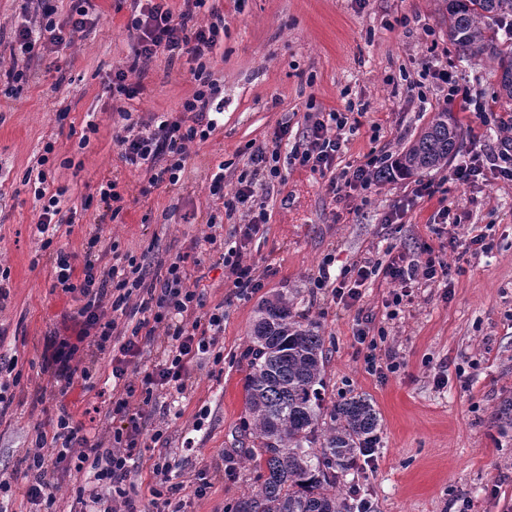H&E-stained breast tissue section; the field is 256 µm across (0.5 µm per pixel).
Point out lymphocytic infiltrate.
Returning a JSON list of instances; mask_svg holds the SVG:
<instances>
[{"label": "lymphocytic infiltrate", "mask_w": 512, "mask_h": 512, "mask_svg": "<svg viewBox=\"0 0 512 512\" xmlns=\"http://www.w3.org/2000/svg\"><path fill=\"white\" fill-rule=\"evenodd\" d=\"M208 0H183L180 12L165 8L159 0H132V18L127 25L134 52L133 66L143 69L158 54L174 57L185 54L196 61L192 75L196 84L186 98L181 119L163 116L148 122H131L123 126L113 142L120 159L128 165L145 168L149 184H177L185 172L188 147L197 140H207L218 126L224 112L217 102L218 86L208 71L204 59L212 54L224 38L223 22H204L203 9ZM97 17L93 0H81L74 15L56 19L52 12H42L34 26H21L15 41L22 54L31 56L36 50L60 52L70 48L76 36L95 26ZM349 117L343 112H329L325 118L311 121L302 140L292 138L288 124H280L268 139L250 145L249 167L238 178L233 193L224 191V174L211 177L210 193L220 200L222 211L210 214L207 224L222 226L224 219L243 213L244 224L238 228L240 242L231 245L209 235L207 242L218 256L232 284L236 298L248 296L261 288L255 264L243 258L241 244L256 235L268 221V214L259 200L260 187L270 186L282 177V163L301 166L314 172L329 174L328 190L338 199L365 198L379 182L381 167L374 154H367L357 166L334 172L337 155L344 145ZM290 144L289 154H282L283 144ZM54 151L45 145L37 163L39 171L33 182L34 197L40 202L36 224L42 237L41 250H54V276L63 292L79 295L82 304L77 310L81 322V337L90 338L99 352H111L108 368L94 365L74 371L70 360L75 348L68 341L49 338L56 375L65 385L81 381L84 388L94 389L98 383H111L112 445L102 448L92 440L82 422L76 421L67 407H60L53 436L37 433L33 451L27 452L29 479L23 490L33 504L43 512H53L49 492L61 473L74 471L85 474L79 485L77 500L80 512H182L177 501L182 487L171 480L174 466L171 460L160 458L154 465L158 477L151 490L152 499L143 505L129 496L124 484L130 474V463L142 456L147 444L144 425L154 412L159 394L171 391L184 393L190 381L194 361L210 355L214 365L224 362V349L218 337L224 329V309L205 310L202 293L191 288L186 256L169 263L164 276L150 275L146 265L133 255H123L121 261L102 268L101 255L86 253L82 270H75L70 254L53 247L61 213L60 193H48L46 165ZM491 171L512 181V149L485 152L469 156L453 171L454 180L476 185L484 172ZM383 277L394 285L389 301V318H396L397 309L411 302L420 282L436 283L448 277V265L433 252L412 257L403 252L390 254L387 261L369 258L353 263L339 276H331L328 265H321L315 287L332 288L337 300L353 306L361 298L362 286L372 278ZM139 297V319L131 330L121 329L116 312L127 311L132 297ZM164 330L160 361L138 375L137 383H127L128 368L137 359L144 344L153 342L157 330Z\"/></svg>", "instance_id": "lymphocytic-infiltrate-1"}]
</instances>
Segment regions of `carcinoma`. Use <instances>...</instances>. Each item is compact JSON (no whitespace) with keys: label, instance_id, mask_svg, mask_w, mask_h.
I'll return each mask as SVG.
<instances>
[{"label":"carcinoma","instance_id":"cac0c4a2","mask_svg":"<svg viewBox=\"0 0 512 512\" xmlns=\"http://www.w3.org/2000/svg\"><path fill=\"white\" fill-rule=\"evenodd\" d=\"M512 0H448V44L462 60L496 63L495 112L512 113ZM465 132L446 109L380 178L413 176L448 164ZM245 405L251 417L248 460L262 480L234 512H353L341 479L378 443L380 420L365 396L325 399L327 352L320 326L293 310L282 293L262 299L249 331ZM500 432L512 429V394L494 413Z\"/></svg>","mask_w":512,"mask_h":512}]
</instances>
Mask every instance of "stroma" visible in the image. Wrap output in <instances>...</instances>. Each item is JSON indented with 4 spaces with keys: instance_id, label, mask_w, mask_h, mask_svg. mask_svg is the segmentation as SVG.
Masks as SVG:
<instances>
[{
    "instance_id": "obj_1",
    "label": "stroma",
    "mask_w": 512,
    "mask_h": 512,
    "mask_svg": "<svg viewBox=\"0 0 512 512\" xmlns=\"http://www.w3.org/2000/svg\"><path fill=\"white\" fill-rule=\"evenodd\" d=\"M99 19L74 46L28 62L33 78L22 89L0 84V268L9 273V295L0 302V355L14 358L22 376L10 388L12 402L0 416V482L9 483L14 512H33L21 495L27 483L24 458L37 432L53 434L59 406H67L92 436L110 444V396L74 382L62 388L46 350L55 335L77 343L71 365H90L87 342L73 315L72 295L52 289L53 263L39 252L34 234L39 205L25 179L53 144L56 159L49 190L64 189V209L73 221L61 225L55 246L82 267L91 237L100 247L118 244L120 253L145 260L150 269L187 255L191 284L206 310L224 308V365L201 356L191 368L186 393L161 395L144 432L150 448L131 468L126 489L149 502L159 456L175 459L173 482L186 512H233L235 502L258 490L260 481L244 457L249 414L243 383L248 372L247 334L258 303L275 292L297 312L317 322L325 338L326 394L337 400L362 394L381 424L379 443L362 470L343 484L359 489L374 512H512V437H504L491 416L512 391V181L486 175L473 188L451 180V167L420 178L381 180L367 204L336 200L328 180L292 166L273 183L266 199L269 220L246 241L262 286L249 298L229 300L231 284L209 252V233L235 241L240 217L210 230L207 219L218 203L209 192L216 171L232 191L245 170V147L266 140L281 123L306 130L314 112L365 107L358 129L335 161L336 170L375 152L398 156L444 109V94L427 68L432 46L448 44L446 0H216L224 17V40L205 63L221 89L224 121L203 142L189 146L186 170L177 185L147 189L144 170L123 163L113 137L124 121L165 115L180 118L182 101L195 82L188 57L157 55L145 72L130 74L143 92L128 101L113 97L114 70L128 68L132 49L128 0H95ZM98 127L87 146L79 140L87 121ZM114 179L125 203L111 215L101 202V183ZM443 181L449 202L464 224L435 233L437 199H412L416 181ZM408 202L400 223L381 219L395 204ZM486 232L487 255L471 258L448 240L466 227ZM416 255L432 248L449 266V287L424 285L396 318L386 316L391 284L379 278L363 290L357 306L337 304L330 291L314 288L325 257L332 274L360 259L383 258L387 247ZM384 327V349L404 366L380 378L366 372L365 348L354 334L359 314ZM237 463L215 479L202 498L192 490L198 472Z\"/></svg>"
}]
</instances>
